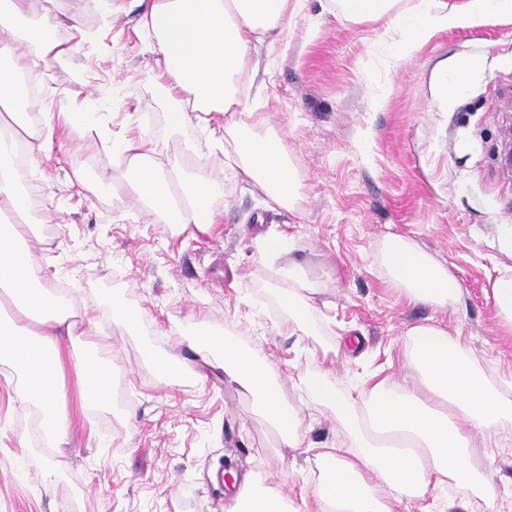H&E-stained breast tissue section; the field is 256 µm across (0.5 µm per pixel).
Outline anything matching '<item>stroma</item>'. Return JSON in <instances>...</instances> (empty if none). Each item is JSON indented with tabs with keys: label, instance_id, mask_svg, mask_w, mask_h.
<instances>
[{
	"label": "stroma",
	"instance_id": "stroma-1",
	"mask_svg": "<svg viewBox=\"0 0 512 512\" xmlns=\"http://www.w3.org/2000/svg\"><path fill=\"white\" fill-rule=\"evenodd\" d=\"M145 0H30L32 18L51 10L75 55L49 60L34 85L31 133L53 127L36 168L18 177L38 184L36 231L27 242L45 286L75 297L78 349L112 342V382L129 392L107 408H83L72 364L63 369L72 416L66 442L46 448L28 435L39 412L18 400V374L0 365V512H214L207 483L220 469L260 479L299 501L318 476L300 451L284 447L254 399L227 384L224 356L201 357L208 331L247 337L273 366L289 407L312 402L310 380L327 376L339 392L361 390L371 375L420 389L405 364L409 327L429 320L460 337L490 380L512 374V334L494 308L492 285L512 275V173L498 152L512 127V17L486 16L435 32L411 55H397L399 32L384 22L354 26L330 0H291L285 28L261 51V97L244 96L252 131L288 144L300 190L292 209L272 204L234 179L221 150L184 155L185 142L223 136L190 120L171 135L172 108L162 71L142 28ZM76 17L70 28L68 17ZM473 59L476 74L448 99L444 67ZM88 113L81 126L68 114ZM157 146V159L210 173L219 184L217 224L151 223L123 182L127 139ZM288 236L285 259L311 281L313 335L289 332L276 282L256 253L265 231ZM431 253L460 288L439 309L408 302L378 263L387 234ZM140 313L135 334L120 333L110 301ZM305 443L346 442L322 407L304 419ZM29 446H18L20 436ZM494 453L486 482L497 512H512V430L476 433ZM46 461L52 491L33 458ZM401 512H486L484 501L441 485Z\"/></svg>",
	"mask_w": 512,
	"mask_h": 512
}]
</instances>
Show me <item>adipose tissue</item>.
<instances>
[{
  "mask_svg": "<svg viewBox=\"0 0 512 512\" xmlns=\"http://www.w3.org/2000/svg\"><path fill=\"white\" fill-rule=\"evenodd\" d=\"M289 0H151L142 26L153 35V53L170 79L166 87L176 101L167 124L179 131L194 112L227 113L241 107L240 86L251 71L250 56L280 34L288 18ZM348 23L386 21L403 33L398 43L407 54L438 30L458 27L495 14L512 15V0H463L448 5L431 0L417 11L401 0H336ZM29 0H0V105L15 104L16 69L35 72L59 45L60 23L43 16L28 30ZM233 148L234 177L263 192L282 208H291L297 179L286 141L275 132L249 134L245 120L224 127ZM126 159L124 182L158 224H213L214 178L185 170L174 161L161 166L154 148L128 141L119 148ZM13 141L0 136V211L18 215L31 209L28 194L5 172ZM27 226L0 225V305L15 315L0 320V361L22 378L19 397L41 413V429L50 447L62 445L70 425L62 403V339L73 334V311L61 296L42 287L32 253L25 245ZM260 260L279 282L278 303L292 331L312 335L313 304L305 271L283 264L285 241L263 237L255 243ZM381 267L413 304L447 308L460 295L446 267L412 240L387 235L378 252ZM406 363L423 384L424 395L399 389L388 379L373 381L358 395L337 393L325 378H315L311 392L317 405L331 409L349 439L345 448H315L319 470L309 502L294 507L269 494L260 482L237 485L224 512H398L404 501L421 499L431 487L453 481L494 506L497 492L485 485L480 469L487 458L471 430L512 429V382L487 380L459 338L443 326L410 327ZM202 352L224 350L226 377L248 390L258 410L282 444L303 445L302 420L291 409L272 374L269 359L257 349L240 350L223 337L200 338ZM109 347L76 355L74 368L83 404L105 406L112 400Z\"/></svg>",
  "mask_w": 512,
  "mask_h": 512,
  "instance_id": "1",
  "label": "adipose tissue"
}]
</instances>
